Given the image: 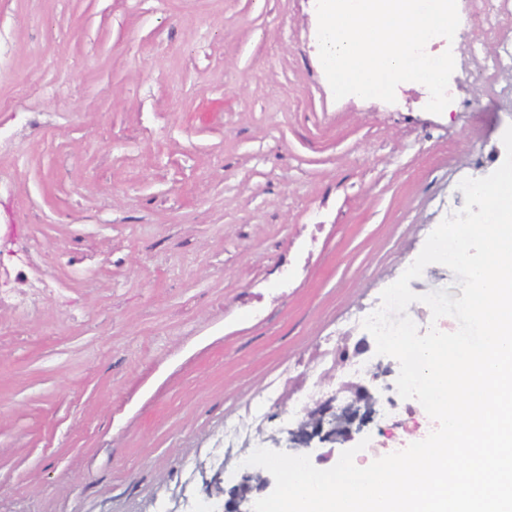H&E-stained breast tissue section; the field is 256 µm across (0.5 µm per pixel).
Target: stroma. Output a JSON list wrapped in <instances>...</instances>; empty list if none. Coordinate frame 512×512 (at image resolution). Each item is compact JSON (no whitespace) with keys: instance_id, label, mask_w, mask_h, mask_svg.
Returning <instances> with one entry per match:
<instances>
[{"instance_id":"obj_1","label":"stroma","mask_w":512,"mask_h":512,"mask_svg":"<svg viewBox=\"0 0 512 512\" xmlns=\"http://www.w3.org/2000/svg\"><path fill=\"white\" fill-rule=\"evenodd\" d=\"M314 0H0V512H216L226 420L381 299L505 159L512 65L459 33L425 89L334 100ZM266 448L364 467L420 441L385 412Z\"/></svg>"}]
</instances>
